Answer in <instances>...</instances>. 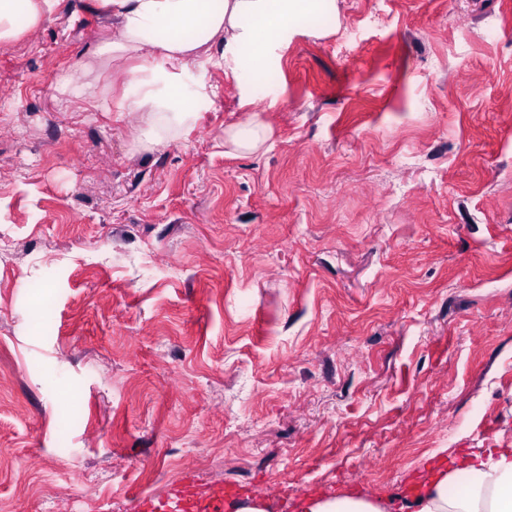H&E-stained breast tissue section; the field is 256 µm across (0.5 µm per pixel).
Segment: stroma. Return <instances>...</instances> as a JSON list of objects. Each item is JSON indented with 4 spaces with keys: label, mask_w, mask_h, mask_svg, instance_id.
<instances>
[{
    "label": "stroma",
    "mask_w": 512,
    "mask_h": 512,
    "mask_svg": "<svg viewBox=\"0 0 512 512\" xmlns=\"http://www.w3.org/2000/svg\"><path fill=\"white\" fill-rule=\"evenodd\" d=\"M336 16L264 85L209 68L157 146L93 0L0 44V512L187 475L396 512L431 458L512 448V0ZM255 112L265 144L226 145Z\"/></svg>",
    "instance_id": "1"
}]
</instances>
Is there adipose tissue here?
<instances>
[{
	"mask_svg": "<svg viewBox=\"0 0 512 512\" xmlns=\"http://www.w3.org/2000/svg\"><path fill=\"white\" fill-rule=\"evenodd\" d=\"M59 0H0V42L18 39L26 25L51 16ZM118 22L116 38L103 54L128 55L131 72L125 99L150 112L153 143L172 125L185 126L212 101L193 73L215 66L235 79L246 77L247 56L263 57L275 41H286L299 20L329 18L336 0H96ZM224 46L213 55L214 43ZM404 512H512V448L474 455L464 466L439 470L418 492L403 497Z\"/></svg>",
	"mask_w": 512,
	"mask_h": 512,
	"instance_id": "obj_1",
	"label": "adipose tissue"
}]
</instances>
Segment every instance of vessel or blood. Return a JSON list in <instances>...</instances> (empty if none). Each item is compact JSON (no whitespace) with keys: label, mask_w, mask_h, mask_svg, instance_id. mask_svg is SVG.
<instances>
[{"label":"vessel or blood","mask_w":512,"mask_h":512,"mask_svg":"<svg viewBox=\"0 0 512 512\" xmlns=\"http://www.w3.org/2000/svg\"><path fill=\"white\" fill-rule=\"evenodd\" d=\"M236 496L233 489L191 480L171 487L166 497L140 499L136 509L137 512H170L175 507L179 512H231Z\"/></svg>","instance_id":"1"}]
</instances>
